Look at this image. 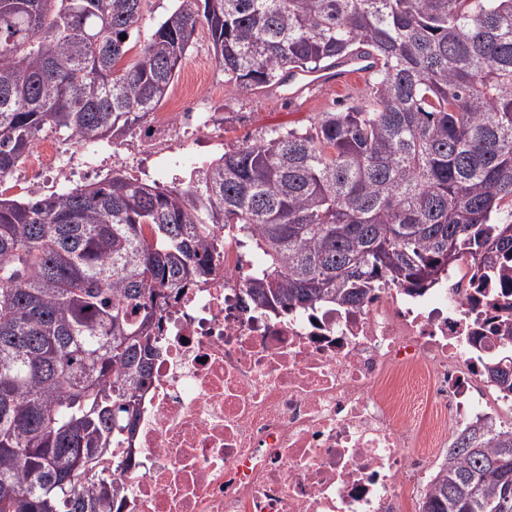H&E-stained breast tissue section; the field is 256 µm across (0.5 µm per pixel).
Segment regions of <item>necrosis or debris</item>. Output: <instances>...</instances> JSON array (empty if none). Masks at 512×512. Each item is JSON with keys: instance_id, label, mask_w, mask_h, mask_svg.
<instances>
[{"instance_id": "4bbe7bcc", "label": "necrosis or debris", "mask_w": 512, "mask_h": 512, "mask_svg": "<svg viewBox=\"0 0 512 512\" xmlns=\"http://www.w3.org/2000/svg\"><path fill=\"white\" fill-rule=\"evenodd\" d=\"M223 147L214 112H177L141 127L139 152L166 161L177 134ZM41 143L26 181L70 165ZM207 280L159 300L155 358L134 430L104 467L120 491L112 512H410L433 481L427 451L458 430L501 428L512 391L484 366L512 358V290L452 266L439 287L387 284L357 306L264 310L246 285L247 229L228 224ZM418 380L438 414L403 399Z\"/></svg>"}]
</instances>
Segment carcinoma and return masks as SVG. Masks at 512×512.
Here are the masks:
<instances>
[{
    "label": "carcinoma",
    "mask_w": 512,
    "mask_h": 512,
    "mask_svg": "<svg viewBox=\"0 0 512 512\" xmlns=\"http://www.w3.org/2000/svg\"><path fill=\"white\" fill-rule=\"evenodd\" d=\"M141 5L0 0V179L47 129L86 144L141 123L202 24L235 89L364 54L371 99L168 189L114 171L0 197V512H109L97 465L159 354L158 298L207 279L220 224L254 230L267 263L247 287L274 311L419 292L467 258L482 280L512 267V0H179L120 68ZM421 512H512V431L458 432ZM45 178V184L41 186L38 190L35 192L31 191V189H26L25 191L21 193H6L4 194V197H27V196H35V195H45L50 194L52 192H59L64 189L68 188H74L76 185H83V184H89L91 182L96 181L95 179H88L83 171H79L72 179L71 182H68L64 178H56L51 179V175L47 174Z\"/></svg>",
    "instance_id": "cac0c4a2"
}]
</instances>
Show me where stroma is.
<instances>
[{
    "label": "stroma",
    "mask_w": 512,
    "mask_h": 512,
    "mask_svg": "<svg viewBox=\"0 0 512 512\" xmlns=\"http://www.w3.org/2000/svg\"><path fill=\"white\" fill-rule=\"evenodd\" d=\"M370 89L367 81L356 82L343 90L319 87L304 97L292 100L287 87L277 92L236 90L224 82V72L216 62L206 26H199L182 68L175 77L167 96L160 105L164 112L187 109H209L224 115V146L255 140L272 129L307 127L321 113L335 112L348 105L367 100ZM125 135L118 134L101 144L102 157L108 158L111 168L125 174L140 176L146 181L170 184L171 174L189 179L203 163L211 161L206 150L190 148L176 150L171 162L134 156L125 148Z\"/></svg>",
    "instance_id": "obj_1"
}]
</instances>
